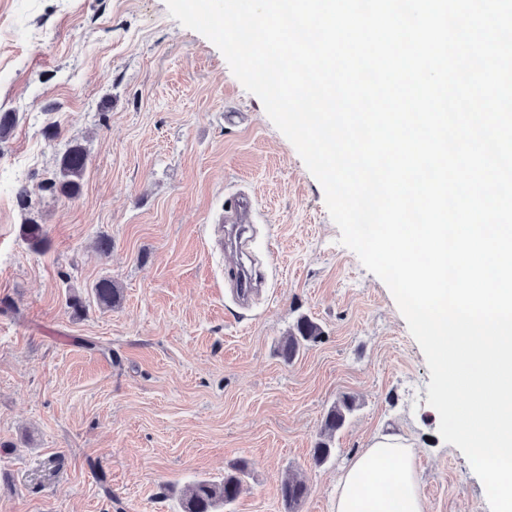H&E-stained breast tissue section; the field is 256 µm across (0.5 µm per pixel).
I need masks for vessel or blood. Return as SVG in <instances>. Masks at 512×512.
I'll use <instances>...</instances> for the list:
<instances>
[{
	"label": "vessel or blood",
	"instance_id": "obj_1",
	"mask_svg": "<svg viewBox=\"0 0 512 512\" xmlns=\"http://www.w3.org/2000/svg\"><path fill=\"white\" fill-rule=\"evenodd\" d=\"M256 216L254 201L248 193L238 191L224 201L226 244L234 256L224 267V278L241 298H248L258 285V275L248 250L249 232Z\"/></svg>",
	"mask_w": 512,
	"mask_h": 512
}]
</instances>
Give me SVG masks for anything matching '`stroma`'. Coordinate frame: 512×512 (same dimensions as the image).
Segmentation results:
<instances>
[{
  "label": "stroma",
  "mask_w": 512,
  "mask_h": 512,
  "mask_svg": "<svg viewBox=\"0 0 512 512\" xmlns=\"http://www.w3.org/2000/svg\"><path fill=\"white\" fill-rule=\"evenodd\" d=\"M1 110L19 120L0 142V512H182L186 485L237 460L249 473L224 512H284L291 471L309 488L298 512H330L343 469L389 431L415 450L426 512H490L438 432L430 371L391 291L341 244L321 184L261 100L166 0H0ZM228 111L242 121L225 124ZM72 142L89 164L66 198L48 183ZM237 190L255 197L263 276L245 307L216 232ZM29 217L43 250L21 234ZM103 278L122 290L109 309L92 296ZM302 316L323 334L284 362L278 343ZM345 394L357 407L314 465ZM355 407V397L345 394L327 410L321 426L320 439L313 448L312 458L315 465H323L331 459L335 450L332 444L333 437L344 426L347 415Z\"/></svg>",
  "instance_id": "1"
}]
</instances>
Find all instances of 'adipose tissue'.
<instances>
[{"label": "adipose tissue", "instance_id": "ef3b65f1", "mask_svg": "<svg viewBox=\"0 0 512 512\" xmlns=\"http://www.w3.org/2000/svg\"><path fill=\"white\" fill-rule=\"evenodd\" d=\"M333 512H424L410 448L383 435L347 467L336 485Z\"/></svg>", "mask_w": 512, "mask_h": 512}]
</instances>
